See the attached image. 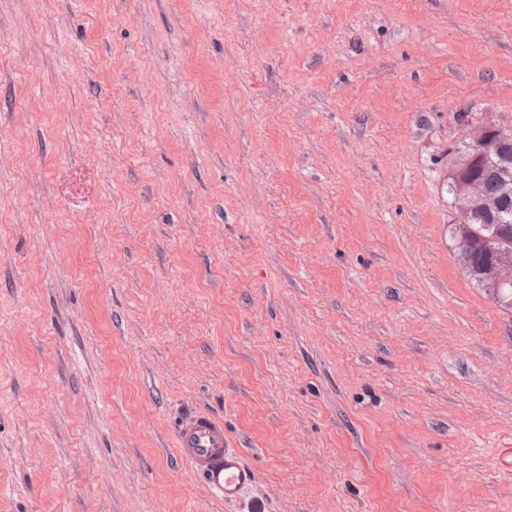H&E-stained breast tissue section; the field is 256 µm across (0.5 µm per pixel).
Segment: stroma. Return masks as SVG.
Segmentation results:
<instances>
[{"label": "stroma", "mask_w": 512, "mask_h": 512, "mask_svg": "<svg viewBox=\"0 0 512 512\" xmlns=\"http://www.w3.org/2000/svg\"><path fill=\"white\" fill-rule=\"evenodd\" d=\"M461 112L512 128V0H0V512H512ZM181 459L221 501L235 503L256 482L255 470L224 434V421L196 414L176 434Z\"/></svg>", "instance_id": "35a3bbf8"}]
</instances>
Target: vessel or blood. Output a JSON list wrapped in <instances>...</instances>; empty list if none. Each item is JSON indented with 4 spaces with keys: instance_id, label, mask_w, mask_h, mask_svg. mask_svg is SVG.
Returning <instances> with one entry per match:
<instances>
[{
    "instance_id": "b4317fda",
    "label": "vessel or blood",
    "mask_w": 512,
    "mask_h": 512,
    "mask_svg": "<svg viewBox=\"0 0 512 512\" xmlns=\"http://www.w3.org/2000/svg\"><path fill=\"white\" fill-rule=\"evenodd\" d=\"M181 459L221 501L234 503L256 481L255 470L224 434L222 420L196 414L183 422L176 434Z\"/></svg>"
}]
</instances>
